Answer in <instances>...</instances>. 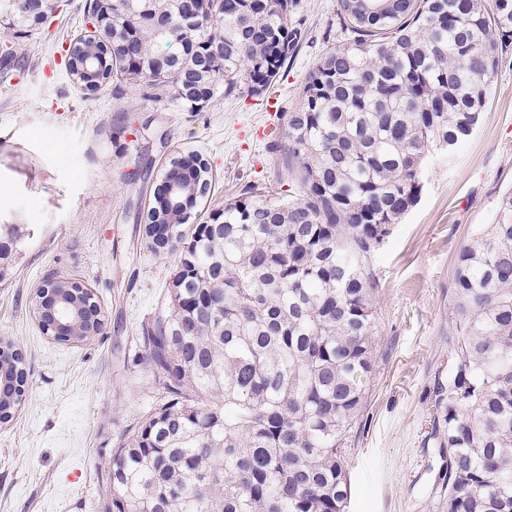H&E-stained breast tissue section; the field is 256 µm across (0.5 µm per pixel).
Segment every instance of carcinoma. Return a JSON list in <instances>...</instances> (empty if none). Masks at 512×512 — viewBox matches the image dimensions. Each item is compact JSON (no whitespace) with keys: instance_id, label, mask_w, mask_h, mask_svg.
<instances>
[{"instance_id":"carcinoma-1","label":"carcinoma","mask_w":512,"mask_h":512,"mask_svg":"<svg viewBox=\"0 0 512 512\" xmlns=\"http://www.w3.org/2000/svg\"><path fill=\"white\" fill-rule=\"evenodd\" d=\"M310 72L288 113V194L245 192L220 217L144 234L177 250L167 310L141 360L163 397L118 447L112 512H348L347 445L372 372L378 284L366 268L420 200L430 157L478 127L512 43V0H392ZM292 0H112V78L199 112L270 88L302 40ZM175 50H170V47ZM0 224V260L20 241ZM457 343L435 384L431 435L448 449L447 512H512V191L459 252ZM62 342L103 330L91 294ZM0 423L27 383L22 352L0 365Z\"/></svg>"}]
</instances>
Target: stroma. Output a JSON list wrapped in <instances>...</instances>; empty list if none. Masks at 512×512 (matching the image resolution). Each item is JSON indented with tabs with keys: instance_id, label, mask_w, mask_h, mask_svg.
I'll return each instance as SVG.
<instances>
[{
	"instance_id": "1",
	"label": "stroma",
	"mask_w": 512,
	"mask_h": 512,
	"mask_svg": "<svg viewBox=\"0 0 512 512\" xmlns=\"http://www.w3.org/2000/svg\"><path fill=\"white\" fill-rule=\"evenodd\" d=\"M87 0H57L28 37L0 34V224L24 238L0 270V344L25 357L12 421L0 423V512H98L113 448L156 403L141 360L143 324L168 304L180 254L153 253L144 226L172 158L199 154L211 187L192 223L253 186L288 178L279 146L309 73L346 41L336 0H297L304 32L262 95L170 106L150 88L81 91L65 68ZM512 189V46L499 54L480 124L452 162H430L420 202L370 261L373 372L348 449L350 512H445L442 459L427 432L431 391L455 345L452 279L460 249ZM75 279L102 310L100 335L59 342L34 313L45 280Z\"/></svg>"
}]
</instances>
